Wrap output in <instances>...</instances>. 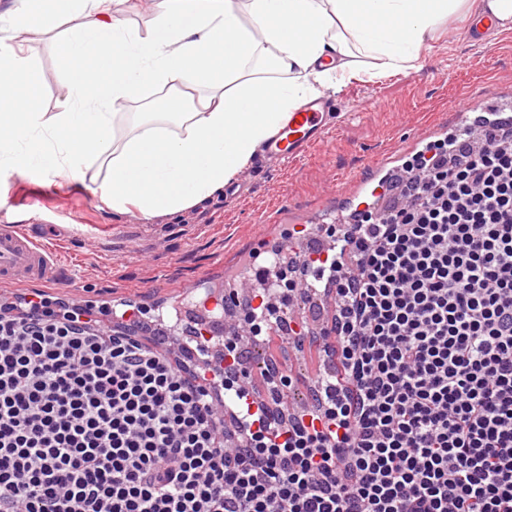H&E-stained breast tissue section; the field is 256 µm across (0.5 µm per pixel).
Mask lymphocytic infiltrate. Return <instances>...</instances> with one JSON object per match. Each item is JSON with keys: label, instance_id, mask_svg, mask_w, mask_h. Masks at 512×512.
I'll use <instances>...</instances> for the list:
<instances>
[{"label": "lymphocytic infiltrate", "instance_id": "1", "mask_svg": "<svg viewBox=\"0 0 512 512\" xmlns=\"http://www.w3.org/2000/svg\"><path fill=\"white\" fill-rule=\"evenodd\" d=\"M402 203L337 229L242 303L225 364L176 360L134 307L39 288L0 302V512H512V128L453 136L406 166ZM331 327L321 395L252 398L243 340L298 300Z\"/></svg>", "mask_w": 512, "mask_h": 512}]
</instances>
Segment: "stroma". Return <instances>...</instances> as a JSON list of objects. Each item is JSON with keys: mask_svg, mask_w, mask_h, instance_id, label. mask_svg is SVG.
Instances as JSON below:
<instances>
[{"mask_svg": "<svg viewBox=\"0 0 512 512\" xmlns=\"http://www.w3.org/2000/svg\"><path fill=\"white\" fill-rule=\"evenodd\" d=\"M69 34L63 22L55 37L25 45L40 73L39 111H58L78 72L61 53ZM475 91L512 98V31L478 47L469 23L454 21L420 71L343 86L332 101L326 138L287 167L257 158L249 169L252 188L242 198L218 197L147 221L112 212L81 184L12 176L0 180V200L13 203L10 222L53 246L74 269L86 298L166 309L206 278L240 266L259 218L289 225L311 209L362 201L366 188L349 185V176H369L373 162L390 154L406 161L445 138L449 107Z\"/></svg>", "mask_w": 512, "mask_h": 512, "instance_id": "35a3bbf8", "label": "stroma"}]
</instances>
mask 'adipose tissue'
Here are the masks:
<instances>
[{"instance_id": "obj_1", "label": "adipose tissue", "mask_w": 512, "mask_h": 512, "mask_svg": "<svg viewBox=\"0 0 512 512\" xmlns=\"http://www.w3.org/2000/svg\"><path fill=\"white\" fill-rule=\"evenodd\" d=\"M46 2L31 35L71 22L65 53L84 72L59 112L36 111L26 91L36 67L13 35L29 0L0 8V177L62 176L147 220L223 191L304 99L419 70L451 19L512 30V0H160L146 36L112 0ZM200 84L213 94L145 113L141 133L111 146L117 108L143 87Z\"/></svg>"}]
</instances>
